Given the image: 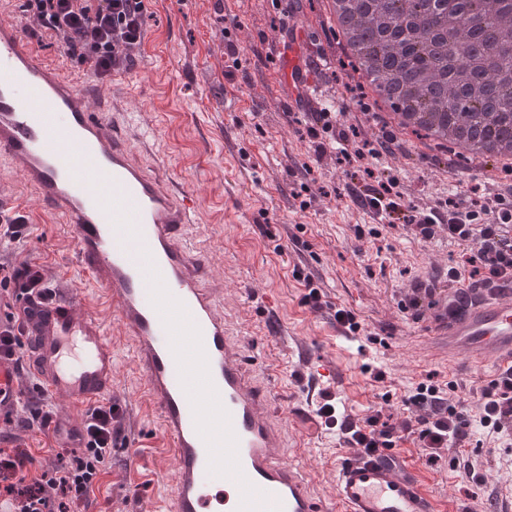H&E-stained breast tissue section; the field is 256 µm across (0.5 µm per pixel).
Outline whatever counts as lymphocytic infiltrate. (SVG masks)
Wrapping results in <instances>:
<instances>
[{
	"mask_svg": "<svg viewBox=\"0 0 512 512\" xmlns=\"http://www.w3.org/2000/svg\"><path fill=\"white\" fill-rule=\"evenodd\" d=\"M148 0H24V10L38 29L54 38L60 53L90 64L99 78L131 61L144 39ZM385 181L369 187V200L381 207L390 225H410L425 239L443 235L463 246L469 263L475 264L478 284L484 288L512 289V207L499 208L491 217H480L469 208L449 205L447 223L436 215H411L389 196ZM0 289L12 296H46L49 290L44 267L32 260L0 263ZM478 420H471L448 397L447 390L419 383L405 398L412 413L415 432L429 461H438L444 450L458 447L473 422L499 429L512 422V373L493 379L483 392ZM347 443L374 452L394 447L393 427L378 417L346 422ZM121 432L120 411L112 403L92 408L80 432L81 456L68 467L33 473L28 449L0 450V495L10 498L14 512H78L92 487L112 445Z\"/></svg>",
	"mask_w": 512,
	"mask_h": 512,
	"instance_id": "lymphocytic-infiltrate-1",
	"label": "lymphocytic infiltrate"
}]
</instances>
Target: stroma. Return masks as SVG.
<instances>
[{
	"instance_id": "stroma-1",
	"label": "stroma",
	"mask_w": 512,
	"mask_h": 512,
	"mask_svg": "<svg viewBox=\"0 0 512 512\" xmlns=\"http://www.w3.org/2000/svg\"><path fill=\"white\" fill-rule=\"evenodd\" d=\"M292 21L308 29L306 56L328 60L315 68L314 81L332 94L345 151L318 150L310 116L288 109V84L273 61ZM141 53L145 68L107 79L86 63L68 62L67 71L80 87L111 98L134 134L151 136L163 175L193 196L191 240L209 257V277L224 286L229 331L257 387L272 394L286 459L303 469L314 492L333 493L340 421L375 415L401 426L408 415L403 400L418 383H454L451 398L478 416L491 373L449 366L422 324L399 308L403 289L447 285L452 267L470 275L461 247L372 223L353 190L392 177L404 208L444 213L452 200L475 209L498 199L512 205V176L496 188L474 167L438 173L412 135L373 156L381 124L360 98L357 77L339 62L321 0H288L283 11L271 0H150ZM0 178L8 205L29 224L24 242L0 249V260H37L47 278L80 290L112 340L111 400L123 414V431L84 512H167L175 466L158 459L168 440L135 348L79 268L69 225L44 212L18 169L5 168ZM311 286L320 291L319 304L305 299ZM340 308L361 322L355 343L342 347L333 334ZM318 366L337 379L315 374ZM326 392L334 398L332 424L316 414ZM0 431L9 434V447L31 448L43 469L80 454L62 448L59 436L40 433L26 412H1ZM397 446L436 496H453L464 507L485 499L490 484L512 480V445L477 424L461 457L481 474L478 483L463 479L449 459L428 463L416 434L402 433Z\"/></svg>"
}]
</instances>
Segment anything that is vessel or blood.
<instances>
[{
  "label": "vessel or blood",
  "instance_id": "1",
  "mask_svg": "<svg viewBox=\"0 0 512 512\" xmlns=\"http://www.w3.org/2000/svg\"><path fill=\"white\" fill-rule=\"evenodd\" d=\"M292 26L277 58L288 109L314 111L322 97ZM128 136L90 105L62 67L43 59L16 25L0 23V163L18 166L50 213L68 224L81 263L130 336L175 464L168 512H463L440 498L396 453L348 448L333 498H316L305 473L285 462L284 431L268 396L246 378L220 301L188 229L187 192L164 181ZM452 290L434 286L426 329L449 359L512 366V293L482 288L449 313ZM56 289L31 297L24 342L38 390L85 408L112 392V343L98 314Z\"/></svg>",
  "mask_w": 512,
  "mask_h": 512
}]
</instances>
